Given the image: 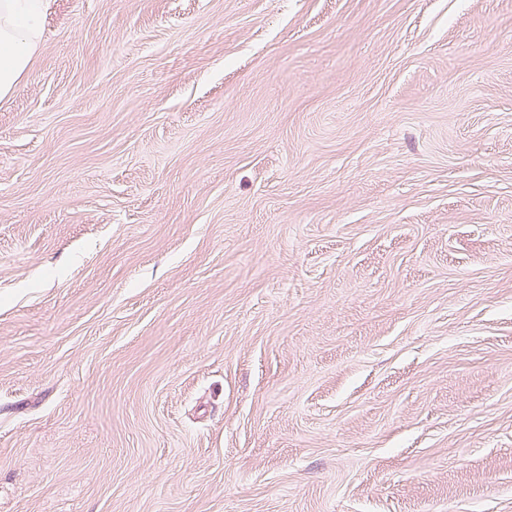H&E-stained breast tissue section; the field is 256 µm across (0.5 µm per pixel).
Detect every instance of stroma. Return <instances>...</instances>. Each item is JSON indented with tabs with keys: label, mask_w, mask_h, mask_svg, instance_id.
<instances>
[{
	"label": "stroma",
	"mask_w": 512,
	"mask_h": 512,
	"mask_svg": "<svg viewBox=\"0 0 512 512\" xmlns=\"http://www.w3.org/2000/svg\"><path fill=\"white\" fill-rule=\"evenodd\" d=\"M43 16L0 512H512V0Z\"/></svg>",
	"instance_id": "35a3bbf8"
}]
</instances>
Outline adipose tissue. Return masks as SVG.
I'll list each match as a JSON object with an SVG mask.
<instances>
[{
	"mask_svg": "<svg viewBox=\"0 0 512 512\" xmlns=\"http://www.w3.org/2000/svg\"><path fill=\"white\" fill-rule=\"evenodd\" d=\"M42 0H0V99L28 72L42 33Z\"/></svg>",
	"mask_w": 512,
	"mask_h": 512,
	"instance_id": "1",
	"label": "adipose tissue"
}]
</instances>
